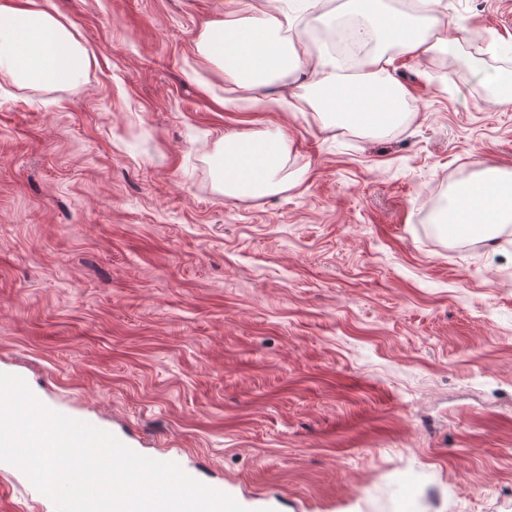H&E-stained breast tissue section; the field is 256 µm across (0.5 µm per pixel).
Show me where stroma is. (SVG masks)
Wrapping results in <instances>:
<instances>
[{"instance_id":"stroma-1","label":"stroma","mask_w":512,"mask_h":512,"mask_svg":"<svg viewBox=\"0 0 512 512\" xmlns=\"http://www.w3.org/2000/svg\"><path fill=\"white\" fill-rule=\"evenodd\" d=\"M41 3L92 64L0 74V372L254 512H512V224L433 222L478 163L512 170V0H440L476 37L392 59L410 115L383 135L288 109L308 74L257 103L203 63L231 0ZM346 13L302 11L306 51ZM272 125L287 187L224 197L219 139ZM0 512L50 505L0 462Z\"/></svg>"}]
</instances>
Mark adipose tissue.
Listing matches in <instances>:
<instances>
[{
    "label": "adipose tissue",
    "mask_w": 512,
    "mask_h": 512,
    "mask_svg": "<svg viewBox=\"0 0 512 512\" xmlns=\"http://www.w3.org/2000/svg\"><path fill=\"white\" fill-rule=\"evenodd\" d=\"M236 10L207 23L197 48L204 61L221 67L229 81L253 92L287 74L307 69L321 99L311 107L325 126L382 134L404 121L406 89L386 69L389 49L423 57L433 44L449 46L467 38L469 28L453 23L450 34L430 41L425 23L440 0H419L418 14L389 10L383 0H349L351 15L379 49L357 64L356 79H347L335 59L302 57L287 33L296 17L281 10L280 0H236ZM90 61L62 18L38 8L35 0L16 6L0 0V73L25 87L72 85L88 71ZM290 145L287 132L269 126L251 133L222 137L214 157L217 184L225 195L257 198L283 190V171ZM436 223L459 234L479 230L493 241L500 226L512 223V173L483 168L474 179L452 186L449 202Z\"/></svg>",
    "instance_id": "adipose-tissue-1"
}]
</instances>
